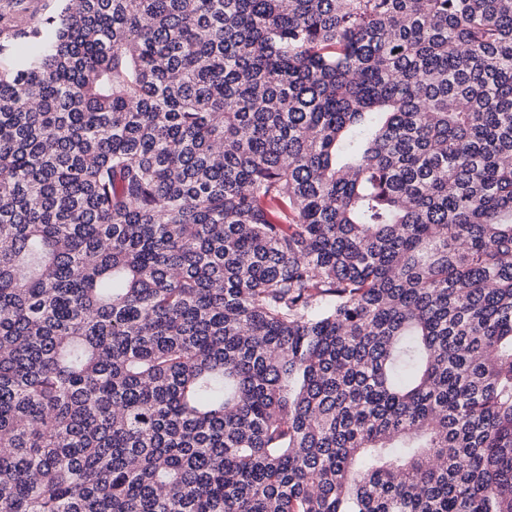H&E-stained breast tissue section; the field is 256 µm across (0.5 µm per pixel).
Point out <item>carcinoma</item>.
Returning a JSON list of instances; mask_svg holds the SVG:
<instances>
[{"label":"carcinoma","instance_id":"1","mask_svg":"<svg viewBox=\"0 0 512 512\" xmlns=\"http://www.w3.org/2000/svg\"><path fill=\"white\" fill-rule=\"evenodd\" d=\"M0 512H512V0L0 24Z\"/></svg>","mask_w":512,"mask_h":512}]
</instances>
